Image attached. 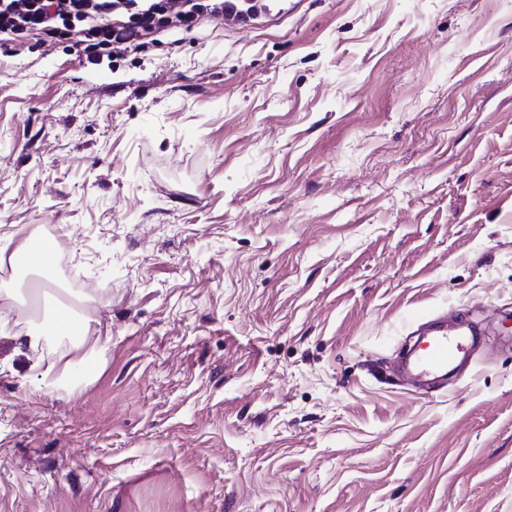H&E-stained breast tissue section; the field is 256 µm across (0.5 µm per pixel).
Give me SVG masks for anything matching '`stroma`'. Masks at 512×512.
Instances as JSON below:
<instances>
[{
  "mask_svg": "<svg viewBox=\"0 0 512 512\" xmlns=\"http://www.w3.org/2000/svg\"><path fill=\"white\" fill-rule=\"evenodd\" d=\"M91 65L0 47V512H512V0H266ZM102 353L20 344L66 269ZM465 307L471 370L392 376ZM32 257H42L54 264L56 261V251L52 240L49 237L40 235L31 242V248L29 247V241H26L18 250L22 257L29 254Z\"/></svg>",
  "mask_w": 512,
  "mask_h": 512,
  "instance_id": "1",
  "label": "stroma"
}]
</instances>
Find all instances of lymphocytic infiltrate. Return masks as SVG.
<instances>
[{
	"instance_id": "lymphocytic-infiltrate-1",
	"label": "lymphocytic infiltrate",
	"mask_w": 512,
	"mask_h": 512,
	"mask_svg": "<svg viewBox=\"0 0 512 512\" xmlns=\"http://www.w3.org/2000/svg\"><path fill=\"white\" fill-rule=\"evenodd\" d=\"M261 0H0V44L25 32L72 35L87 63L109 50L136 51L173 28L191 30L206 18L258 19Z\"/></svg>"
}]
</instances>
